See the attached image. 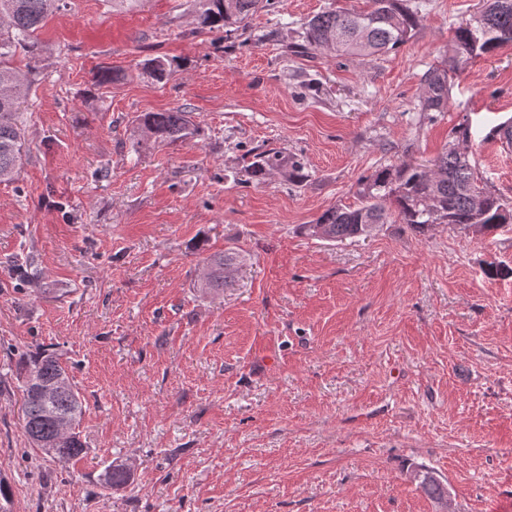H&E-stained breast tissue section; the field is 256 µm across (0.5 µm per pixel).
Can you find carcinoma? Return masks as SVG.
<instances>
[{"label": "carcinoma", "mask_w": 512, "mask_h": 512, "mask_svg": "<svg viewBox=\"0 0 512 512\" xmlns=\"http://www.w3.org/2000/svg\"><path fill=\"white\" fill-rule=\"evenodd\" d=\"M58 0H0V181H12L28 156L23 113L19 99L4 95L13 86L15 94L30 82V73L12 66L21 49L35 58L37 32L56 9ZM483 9L473 20L455 31V55L440 66L430 67L423 76L424 93L420 117L434 120L435 113L448 108L452 79L471 60L512 43V0H483ZM279 0H195L198 28L223 32L230 39L259 9H271ZM419 24L417 12L407 0H369L360 12L328 10L308 19L298 39L285 51L306 54L332 50L338 57H366L387 54L406 44ZM179 64L165 56H149L141 63L142 73L157 84H165ZM138 128L147 139L177 142L198 132L191 115L181 109L145 112L137 116ZM455 142L427 164L401 163L373 171L359 181L358 203L325 210L303 229L329 241L365 237L379 224H405L423 232L434 224H451L481 232L512 230V208L505 206L474 176L470 154L462 145L470 141L469 122L452 128ZM251 179L263 182L275 174L294 185L308 178L306 164L276 149L252 154L248 164ZM206 275L200 287L219 291L231 282L237 256L216 253L205 258ZM24 378V429L32 447L64 464L86 453L80 433H60L56 417L81 418L83 404L78 391L67 384L45 398L38 383L49 384L68 372L52 354L24 356L19 361ZM105 490L127 487L133 472L124 463L110 462L99 474ZM421 489L439 501L448 494L447 485L431 469L423 472Z\"/></svg>", "instance_id": "cac0c4a2"}]
</instances>
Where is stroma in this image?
Wrapping results in <instances>:
<instances>
[{
	"label": "stroma",
	"instance_id": "35a3bbf8",
	"mask_svg": "<svg viewBox=\"0 0 512 512\" xmlns=\"http://www.w3.org/2000/svg\"><path fill=\"white\" fill-rule=\"evenodd\" d=\"M482 0H423L396 51L284 53L301 23L367 0H281L262 42L199 31L193 0H61L39 32L22 111L29 147L0 182V477L14 512H512V232L382 224L359 241L303 227L356 201L374 170L441 154L463 118L512 117V43L469 62L448 109L419 120L424 72ZM150 55L176 59L167 84ZM105 68L119 71L104 87ZM191 112L196 136L141 142L145 112ZM512 204V149L472 140ZM309 177L258 184L249 154ZM242 261L201 292L206 256ZM32 262L35 289L19 260ZM54 354L83 402L85 454L61 464L24 431L20 357ZM127 464L134 482L103 491ZM435 470L445 503L410 477ZM142 73L157 84H165L179 67L174 59L165 56H149L140 63ZM247 167L251 179L255 182H263L269 176L277 174L291 184L301 185L309 176L305 172L307 167L304 162L276 149L258 150L253 153ZM98 482L104 491L124 488L133 483V472L126 464L111 461L99 474Z\"/></svg>",
	"mask_w": 512,
	"mask_h": 512
}]
</instances>
